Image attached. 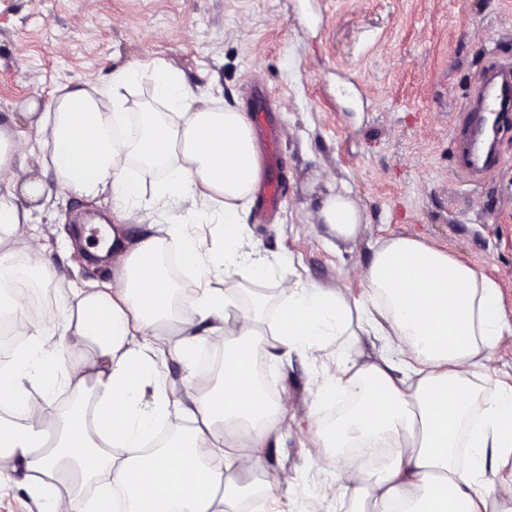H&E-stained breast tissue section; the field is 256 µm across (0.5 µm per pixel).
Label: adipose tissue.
<instances>
[{
    "mask_svg": "<svg viewBox=\"0 0 512 512\" xmlns=\"http://www.w3.org/2000/svg\"><path fill=\"white\" fill-rule=\"evenodd\" d=\"M148 79L156 103L142 112L137 136L121 131L131 112L123 91ZM53 172L60 188L88 198L112 191L125 223L142 221L141 205L164 213L186 205L182 223L164 236L127 247L113 233L118 271L111 282L83 289L62 313L32 309L0 289V313L31 336L60 324L55 356L25 348L0 369V487L24 467L43 512H228L259 476L265 498L293 482L266 471L261 452L282 416L307 423L319 452L336 464V493L357 512H512V478L489 474L487 461L512 456V380L490 366L498 345L512 338V319L497 284L447 251L410 236L377 241L353 297L299 275L282 279L271 332L260 312L245 311L232 288L211 280L235 274L255 282L270 271L248 240L246 209L263 179L250 113L216 109L183 73L164 61H134L101 83L61 87L40 116L35 136L0 127V282L46 278L31 206L46 186L34 168ZM165 169L150 198L137 172ZM224 226V245L203 250L198 228L209 217ZM336 237L357 235L361 217L348 188L332 189L313 214ZM197 276L178 291L159 258L163 240ZM344 336L348 353L315 387L313 408L301 411L268 397L254 361L298 351L316 355ZM384 340L382 354L363 358V337ZM222 353L216 386L190 381L189 403L162 381L167 357L192 362L200 346ZM64 383L71 394H93V409L60 411L31 401ZM350 408L330 422L319 411L338 397ZM188 426L161 448L146 444L158 422ZM97 484L94 496L85 486Z\"/></svg>",
    "mask_w": 512,
    "mask_h": 512,
    "instance_id": "ef3b65f1",
    "label": "adipose tissue"
}]
</instances>
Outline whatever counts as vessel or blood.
Segmentation results:
<instances>
[{
	"label": "vessel or blood",
	"instance_id": "obj_1",
	"mask_svg": "<svg viewBox=\"0 0 512 512\" xmlns=\"http://www.w3.org/2000/svg\"><path fill=\"white\" fill-rule=\"evenodd\" d=\"M460 163L470 176L483 177L501 163L481 136L490 124H512V59L496 58L478 74L470 95L457 105Z\"/></svg>",
	"mask_w": 512,
	"mask_h": 512
}]
</instances>
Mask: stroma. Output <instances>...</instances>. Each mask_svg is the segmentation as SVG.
Masks as SVG:
<instances>
[{
	"label": "stroma",
	"instance_id": "1",
	"mask_svg": "<svg viewBox=\"0 0 512 512\" xmlns=\"http://www.w3.org/2000/svg\"><path fill=\"white\" fill-rule=\"evenodd\" d=\"M512 53V0H0V124L34 134L32 90L50 100L61 85L99 82L133 60L159 59L192 87L244 111L263 108L279 131L281 163L272 222L251 211L248 233L273 266L250 293L272 294L291 256L304 278L361 294L375 241L410 235L493 278L512 319V131H500L502 167L475 183L456 166V106L486 59ZM33 213L51 265L49 309L116 268L75 244L95 211L117 223L111 192L85 198L59 189ZM352 188L361 212L355 240L340 242L311 215L331 187ZM343 339L316 358L264 364L276 398L311 403L314 383ZM314 437L283 421L266 448V470L295 480L280 495L290 512L319 497L321 512H347L334 468L314 466Z\"/></svg>",
	"mask_w": 512,
	"mask_h": 512
}]
</instances>
